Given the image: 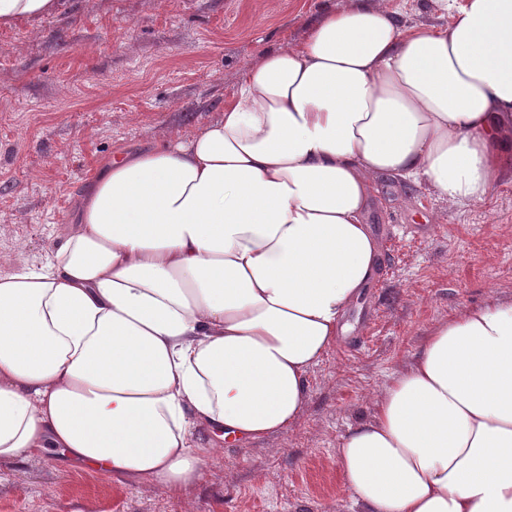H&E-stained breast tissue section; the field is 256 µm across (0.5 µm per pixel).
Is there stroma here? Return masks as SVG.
Masks as SVG:
<instances>
[{
    "instance_id": "35a3bbf8",
    "label": "stroma",
    "mask_w": 512,
    "mask_h": 512,
    "mask_svg": "<svg viewBox=\"0 0 512 512\" xmlns=\"http://www.w3.org/2000/svg\"><path fill=\"white\" fill-rule=\"evenodd\" d=\"M344 0H73L0 30V273L53 259L86 186L117 152L191 136L223 112L242 70L299 43ZM369 221L380 268L307 374L286 434L228 445L176 496L44 452L0 462V512H352L338 451L371 417L429 328L488 294L512 298V176L451 203L379 180Z\"/></svg>"
}]
</instances>
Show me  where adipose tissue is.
<instances>
[{
	"label": "adipose tissue",
	"instance_id": "ef3b65f1",
	"mask_svg": "<svg viewBox=\"0 0 512 512\" xmlns=\"http://www.w3.org/2000/svg\"><path fill=\"white\" fill-rule=\"evenodd\" d=\"M347 0L191 138L106 160L47 269L0 275V461L181 495L286 433L378 271L376 184L483 202L512 144V0ZM67 0H0V27ZM355 512H512V300L432 325L343 441ZM395 6H400L399 21L404 26H414L428 23L446 25L447 16H442L432 0H394Z\"/></svg>",
	"mask_w": 512,
	"mask_h": 512
}]
</instances>
